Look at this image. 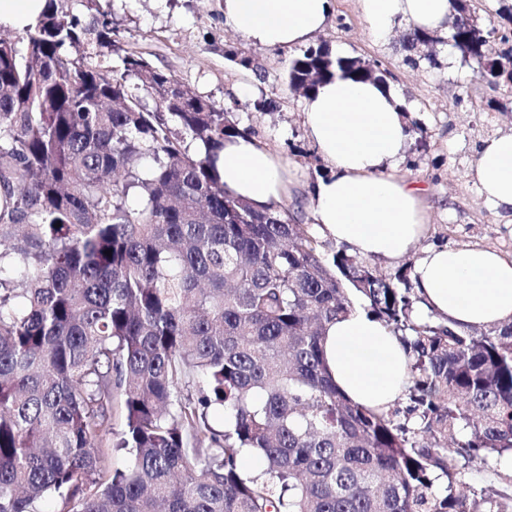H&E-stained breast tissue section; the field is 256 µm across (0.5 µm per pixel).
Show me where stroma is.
Returning <instances> with one entry per match:
<instances>
[{"label": "stroma", "mask_w": 512, "mask_h": 512, "mask_svg": "<svg viewBox=\"0 0 512 512\" xmlns=\"http://www.w3.org/2000/svg\"><path fill=\"white\" fill-rule=\"evenodd\" d=\"M112 14L122 48L143 52L192 92L230 108L234 120L253 126L258 142L282 158L288 193L282 206L319 232L306 200L328 168L309 139L302 95L288 88L290 49L247 42L224 26L223 0H102ZM407 25L386 39L369 32L358 0H333V14L314 42L334 53L380 62L392 71V86L409 117L427 133L426 148L408 143L395 176L423 185L427 224L421 241L403 261L417 263L432 247L477 245L512 256V211L496 209L481 196L471 175L476 150L487 138L512 133V91L492 92L480 84L472 62L448 45L436 48L439 67L404 65ZM250 56L254 70L228 61L225 46ZM253 99L278 102L274 112L235 109L240 85Z\"/></svg>", "instance_id": "obj_1"}]
</instances>
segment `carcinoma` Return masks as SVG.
Instances as JSON below:
<instances>
[{
  "mask_svg": "<svg viewBox=\"0 0 512 512\" xmlns=\"http://www.w3.org/2000/svg\"><path fill=\"white\" fill-rule=\"evenodd\" d=\"M66 2L0 38V512H509L467 475L512 452V322L421 319L412 266L329 256L286 210L224 191L216 153L254 128L121 52L101 0ZM453 2L450 46L512 82L487 62L512 28ZM441 41L409 29L404 63L437 66L416 46ZM338 74L392 78L321 42L288 84L307 97ZM353 295L407 353L402 408L352 402L325 361Z\"/></svg>",
  "mask_w": 512,
  "mask_h": 512,
  "instance_id": "cac0c4a2",
  "label": "carcinoma"
}]
</instances>
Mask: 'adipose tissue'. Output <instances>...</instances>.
<instances>
[{
	"label": "adipose tissue",
	"instance_id": "obj_1",
	"mask_svg": "<svg viewBox=\"0 0 512 512\" xmlns=\"http://www.w3.org/2000/svg\"><path fill=\"white\" fill-rule=\"evenodd\" d=\"M370 32L386 37L406 23L445 32L452 0H359ZM332 0H224V24L249 42L289 49L324 30ZM397 93L341 76L306 98L307 133L329 165L309 206L324 236L365 257L398 259L423 233L420 189L391 176L410 137ZM215 165L226 192L256 210L276 209L287 190L285 168L250 137L224 143ZM472 177L485 202L512 210V134L482 141ZM412 278L422 312L457 327L512 321V258L480 247L428 249ZM325 354L337 386L354 403L388 410L408 380L402 344L365 310L328 324Z\"/></svg>",
	"mask_w": 512,
	"mask_h": 512
}]
</instances>
